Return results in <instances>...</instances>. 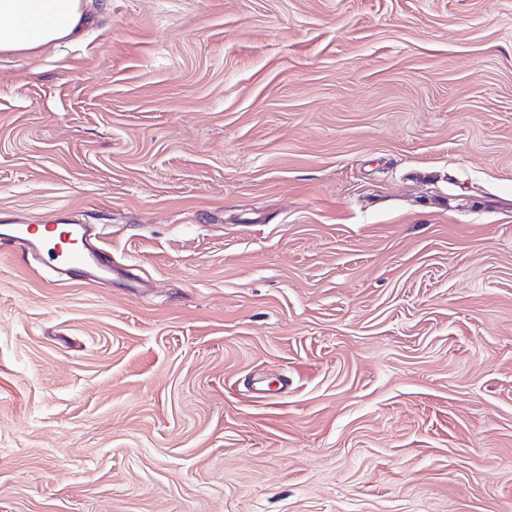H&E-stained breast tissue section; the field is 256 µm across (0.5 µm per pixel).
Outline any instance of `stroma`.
<instances>
[{"label":"stroma","mask_w":512,"mask_h":512,"mask_svg":"<svg viewBox=\"0 0 512 512\" xmlns=\"http://www.w3.org/2000/svg\"><path fill=\"white\" fill-rule=\"evenodd\" d=\"M82 6L0 224L121 268L0 249V512H512V0ZM100 224H1L0 247H18L29 265L50 263L58 282L76 269L83 280L106 282L116 267Z\"/></svg>","instance_id":"35a3bbf8"}]
</instances>
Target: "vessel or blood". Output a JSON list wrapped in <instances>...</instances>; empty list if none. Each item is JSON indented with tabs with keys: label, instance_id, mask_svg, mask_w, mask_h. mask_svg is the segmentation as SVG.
I'll return each mask as SVG.
<instances>
[{
	"label": "vessel or blood",
	"instance_id": "vessel-or-blood-1",
	"mask_svg": "<svg viewBox=\"0 0 512 512\" xmlns=\"http://www.w3.org/2000/svg\"><path fill=\"white\" fill-rule=\"evenodd\" d=\"M99 224H1L0 247L19 248L30 264H51L59 280L81 271L84 279L111 280L116 267Z\"/></svg>",
	"mask_w": 512,
	"mask_h": 512
}]
</instances>
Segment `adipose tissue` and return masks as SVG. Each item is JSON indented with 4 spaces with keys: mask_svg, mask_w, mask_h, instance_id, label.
Returning <instances> with one entry per match:
<instances>
[{
    "mask_svg": "<svg viewBox=\"0 0 512 512\" xmlns=\"http://www.w3.org/2000/svg\"><path fill=\"white\" fill-rule=\"evenodd\" d=\"M81 0H0V52L35 51L80 36Z\"/></svg>",
    "mask_w": 512,
    "mask_h": 512,
    "instance_id": "obj_1",
    "label": "adipose tissue"
}]
</instances>
